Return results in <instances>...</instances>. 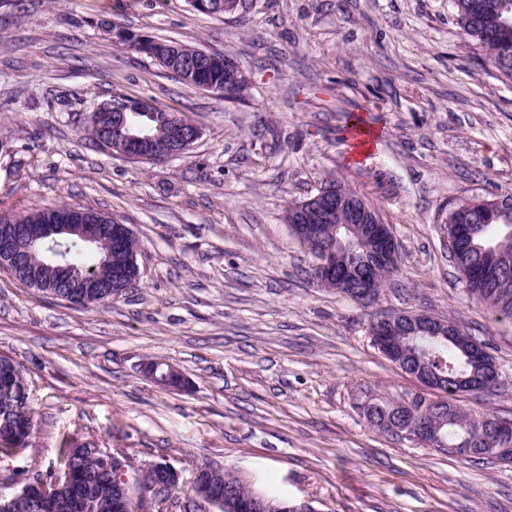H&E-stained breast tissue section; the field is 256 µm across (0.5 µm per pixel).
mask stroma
Wrapping results in <instances>:
<instances>
[{"label":"stroma","instance_id":"obj_1","mask_svg":"<svg viewBox=\"0 0 512 512\" xmlns=\"http://www.w3.org/2000/svg\"><path fill=\"white\" fill-rule=\"evenodd\" d=\"M229 54L250 78L227 101L167 76L107 26ZM203 130L182 157L133 163L80 121L113 94ZM375 133L352 158L350 115ZM389 224L399 264L376 304L313 283L286 211L329 177ZM512 194V79L464 33L452 0H22L0 8V211L108 213L139 243L140 279L76 309L0 269V354L30 385L35 430L0 459V495L66 446L168 462L183 512L198 467L315 512H512V465L472 462L371 427L356 408L427 397L375 348L373 314L415 311L483 341L498 389L460 395L512 420V323L472 299L448 253L455 203ZM179 368L184 389L144 365ZM144 373L149 379L168 388L179 390L186 385L184 374L165 361L148 362L144 366Z\"/></svg>","mask_w":512,"mask_h":512}]
</instances>
